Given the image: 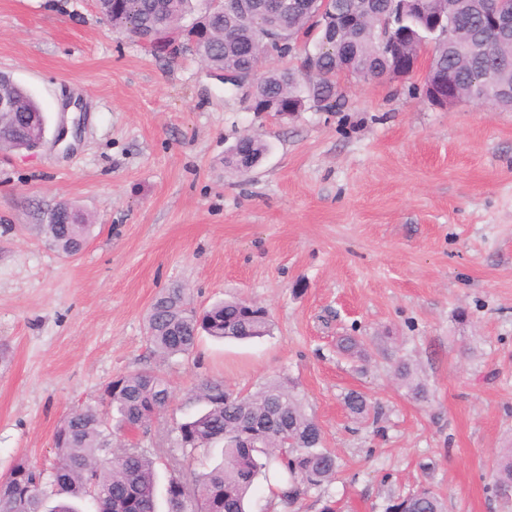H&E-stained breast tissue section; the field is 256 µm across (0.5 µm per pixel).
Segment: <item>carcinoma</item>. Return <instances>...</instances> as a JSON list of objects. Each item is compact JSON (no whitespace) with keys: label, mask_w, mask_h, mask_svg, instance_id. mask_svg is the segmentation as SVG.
I'll list each match as a JSON object with an SVG mask.
<instances>
[{"label":"carcinoma","mask_w":512,"mask_h":512,"mask_svg":"<svg viewBox=\"0 0 512 512\" xmlns=\"http://www.w3.org/2000/svg\"><path fill=\"white\" fill-rule=\"evenodd\" d=\"M456 5L449 37L434 31L430 20L400 12L391 0H317L313 7L290 13L277 23L258 14L214 10L192 26L182 25L189 0H97L112 29L149 43L156 51L176 56L187 44L209 69L234 76L224 86L240 94L254 112H300L310 101L339 96L337 78L359 80L392 75L382 49L381 20L392 18L389 37L413 55L428 47V70L434 76L454 74V85L471 100L491 96L490 104L512 111V42L485 25L480 0H429L436 13ZM312 46L299 68H266L271 58L295 51L298 39ZM0 97L13 101L14 112L0 117V150L31 149L44 125L32 94L9 74L0 73ZM268 150L261 139L243 135L228 149L224 167L239 173L252 170ZM57 220L42 225L48 240L67 256L79 253L91 225L68 202L52 208ZM268 311L245 300H228L198 311L186 289L173 287L156 298L146 317L147 341L164 360L190 355L200 333L218 339L245 340L272 333ZM339 353L368 357L360 336H344ZM396 379L407 395L428 400L416 368L400 359ZM171 398L168 379L145 367L124 374L106 387L102 401L125 431L147 427ZM194 400L204 409L177 427L176 447L186 465L172 469L164 496L174 505L188 495L193 512H247L255 479L277 482L281 500L290 504L336 477V453L324 444L317 421L306 412L303 398L287 378L273 379L253 393H235L224 382L202 380ZM344 404L356 419L378 420L380 412L368 398L347 393ZM55 458L39 469L18 460L0 480V512H79L76 500L88 498L95 512H158L160 457L145 448L120 451L112 445L107 419L92 407L67 413L54 434ZM512 486V448L497 457L493 491ZM388 512H445L440 495L423 485L391 500Z\"/></svg>","instance_id":"1"}]
</instances>
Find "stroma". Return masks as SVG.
<instances>
[{
  "label": "stroma",
  "mask_w": 512,
  "mask_h": 512,
  "mask_svg": "<svg viewBox=\"0 0 512 512\" xmlns=\"http://www.w3.org/2000/svg\"><path fill=\"white\" fill-rule=\"evenodd\" d=\"M0 71L46 118L39 149L0 151V477L51 462L60 419L118 375L168 379L167 408L117 437L163 456L201 379L253 391L287 376L339 469L289 507L259 482L252 512H386L423 484L447 512H512L491 491L512 445V112L434 107L419 72L340 77L332 108L252 112L193 53L114 32L94 0H0ZM246 133L268 152L241 176L224 156ZM62 201L93 220L75 256L38 230ZM176 284L199 309L259 303L274 330L160 361L145 317ZM345 335L371 342L369 361L338 352ZM399 358L428 401L399 387ZM352 390L378 422L347 414Z\"/></svg>",
  "instance_id": "1"
}]
</instances>
